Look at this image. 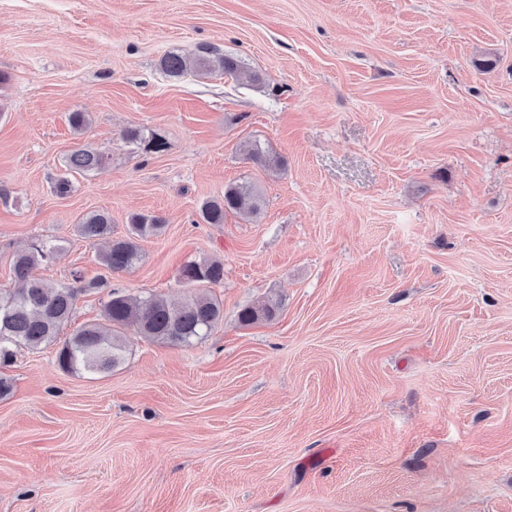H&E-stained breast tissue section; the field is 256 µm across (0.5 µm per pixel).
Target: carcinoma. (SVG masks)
Listing matches in <instances>:
<instances>
[{"instance_id": "obj_1", "label": "carcinoma", "mask_w": 512, "mask_h": 512, "mask_svg": "<svg viewBox=\"0 0 512 512\" xmlns=\"http://www.w3.org/2000/svg\"><path fill=\"white\" fill-rule=\"evenodd\" d=\"M160 67L171 79H179L194 68L201 74L221 72L243 77L254 85L262 84L261 76L245 71L238 58L207 44L199 46L191 58L169 52L161 59ZM124 137L147 153H160L167 148L161 135H146L139 128L126 130ZM242 151L246 159L261 166H284L283 159L270 157L256 140L244 143ZM108 160L102 152L79 148L69 156L68 166L92 172L104 167ZM263 207L264 197L256 185L231 183L224 188L222 197L202 202L199 217L205 224H222L230 214L256 217ZM164 227V220L158 216L134 213L129 217V234L114 238L111 217L95 211L82 218L78 233L91 244L101 239L110 240L109 250L101 262L111 272L119 273L131 270L142 260L138 240L158 237ZM57 253L56 245L37 241L16 254L13 274L19 287L6 292L0 290V295L8 298L7 303L0 304L1 365L12 363L24 349L34 351L55 343L62 327L73 319L78 294L107 286L102 279L87 282L79 273L73 274L74 286H54L32 275L35 268L53 262ZM180 283L188 291L179 302L155 294L132 296L110 290L103 309V322L87 324L65 340L57 353L59 365L72 373H100L118 367L124 358V331L128 328L148 340L171 347L187 346L209 335L224 317L223 304L208 292V288L224 283V261L211 258L188 262L181 269ZM280 306V301L272 299L244 307L238 312V321L251 325L271 320Z\"/></svg>"}]
</instances>
